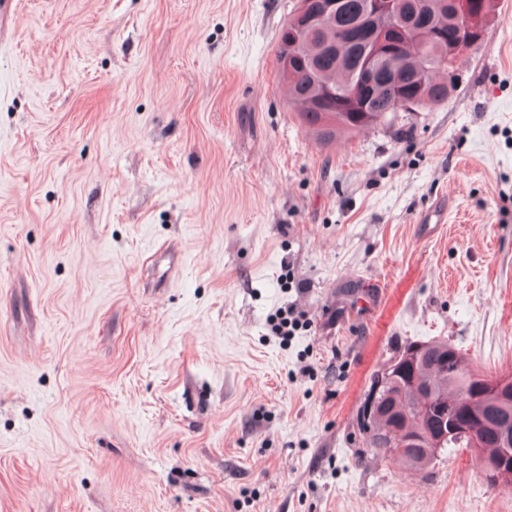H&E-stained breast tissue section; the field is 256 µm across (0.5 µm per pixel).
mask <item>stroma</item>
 I'll return each mask as SVG.
<instances>
[{
  "mask_svg": "<svg viewBox=\"0 0 512 512\" xmlns=\"http://www.w3.org/2000/svg\"><path fill=\"white\" fill-rule=\"evenodd\" d=\"M498 2L446 103L327 145L296 0H0V512H512L468 453L349 437L400 344L512 374Z\"/></svg>",
  "mask_w": 512,
  "mask_h": 512,
  "instance_id": "35a3bbf8",
  "label": "stroma"
}]
</instances>
